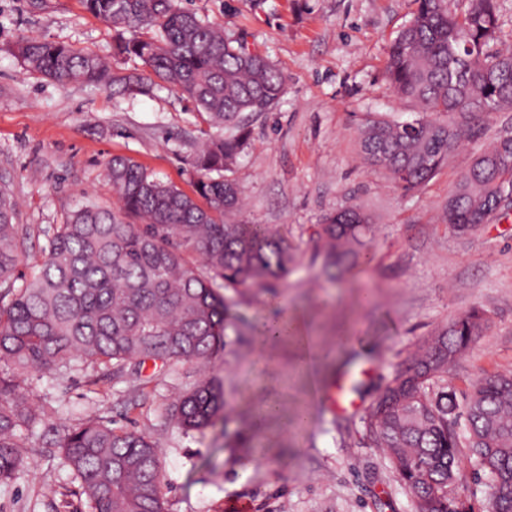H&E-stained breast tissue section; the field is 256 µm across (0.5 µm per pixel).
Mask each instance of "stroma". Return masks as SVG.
<instances>
[{
  "label": "stroma",
  "mask_w": 512,
  "mask_h": 512,
  "mask_svg": "<svg viewBox=\"0 0 512 512\" xmlns=\"http://www.w3.org/2000/svg\"><path fill=\"white\" fill-rule=\"evenodd\" d=\"M183 4L268 56L287 78L275 109L253 118L250 144L232 172L243 200L234 219L284 227L300 262L279 288L278 304L253 290L231 293L225 347L206 371L223 386L224 417L204 432L182 433L167 415L197 379L188 364L162 375L147 364L97 387L76 371L35 369L30 396L52 399L57 421L68 425L97 413L113 426L146 432L161 452L169 512H230L239 502L252 512H412L410 493L374 448L364 418L408 349L473 308L489 321L448 377L457 399L484 374L512 371V211L467 234L436 221L481 147L512 133V112L485 117L481 135L453 153L424 189L405 193L361 164L358 124L369 112L405 119L416 110L383 77L389 45L414 0ZM112 36L81 0L38 7L0 0V190L17 203L31 261L47 248L50 226L76 206L115 208L104 177L112 156L131 157L157 178L194 189L204 124L176 90L128 98L86 84L63 87L27 71L13 52L19 40L37 37L108 56ZM350 205L372 217L374 259L331 288L312 259L311 234L324 214ZM280 309L307 318L326 351L353 329L357 349L317 372L325 388L354 372L356 386L338 403L312 408L307 379L291 373L288 342L256 345L258 322ZM270 398L280 401L281 418L250 431L254 405ZM306 408L310 422H293ZM30 445L35 470L0 486V512H88L58 457L39 437ZM247 453L259 464L245 477L238 460ZM46 484L56 495L44 494Z\"/></svg>",
  "instance_id": "1"
}]
</instances>
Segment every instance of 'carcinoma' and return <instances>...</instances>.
I'll use <instances>...</instances> for the list:
<instances>
[{
    "mask_svg": "<svg viewBox=\"0 0 512 512\" xmlns=\"http://www.w3.org/2000/svg\"><path fill=\"white\" fill-rule=\"evenodd\" d=\"M392 41L383 75L400 99L420 111L400 121L368 113L359 127L366 163L405 192L426 186L459 149L466 130L454 119L484 104L512 110V52L500 42L498 0H415ZM112 26V60L47 39H23L16 55L31 72L61 85L110 87L116 94L175 88L209 127L195 157V195L164 183L133 159L115 155L107 176L118 209L83 204L51 235L31 276L26 230L0 191V485L29 469V438L43 432L79 483L89 512H167L160 450L137 429L97 415L58 429L45 404L27 397L29 368L87 384L150 362L204 365L224 348L228 306L220 289L273 288L297 262L283 229L230 224L240 192L228 176L251 138L248 118L272 111L286 77L263 54L224 36L181 0H83ZM138 60L143 69L119 64ZM512 186V136L494 139L449 198L442 220L464 234L488 224L500 188ZM373 224L359 207L323 217L315 252L331 283L374 258ZM196 250L203 265L184 253ZM487 325L474 308L435 328L392 372L371 404L366 425L374 447L413 497V512H472L452 494L459 448L487 477L484 512H512V374L477 379L464 402L448 392L457 359ZM224 409L215 381H196L168 408L182 432L202 433Z\"/></svg>",
    "mask_w": 512,
    "mask_h": 512,
    "instance_id": "1",
    "label": "carcinoma"
}]
</instances>
